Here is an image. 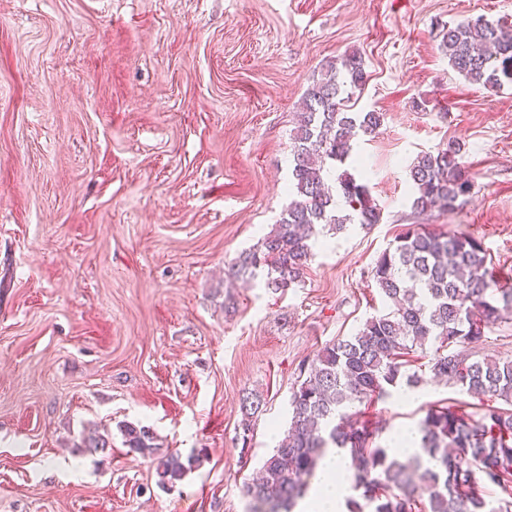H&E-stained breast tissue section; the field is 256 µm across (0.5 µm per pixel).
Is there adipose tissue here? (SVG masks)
<instances>
[{
  "label": "adipose tissue",
  "instance_id": "obj_1",
  "mask_svg": "<svg viewBox=\"0 0 512 512\" xmlns=\"http://www.w3.org/2000/svg\"><path fill=\"white\" fill-rule=\"evenodd\" d=\"M348 462V449H327L319 464L320 475L315 488L302 504L303 512H346Z\"/></svg>",
  "mask_w": 512,
  "mask_h": 512
}]
</instances>
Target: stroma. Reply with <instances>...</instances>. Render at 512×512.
Instances as JSON below:
<instances>
[{
	"label": "stroma",
	"mask_w": 512,
	"mask_h": 512,
	"mask_svg": "<svg viewBox=\"0 0 512 512\" xmlns=\"http://www.w3.org/2000/svg\"><path fill=\"white\" fill-rule=\"evenodd\" d=\"M467 17L512 0H0V512H253L301 371L387 310L371 270L409 225L478 239L512 288V84L449 67L439 33ZM352 53L354 109L385 120L345 167L381 223L321 229L286 293L230 276L289 203L306 89ZM452 140L474 189L416 214L407 168ZM406 391L366 409L382 446L430 406L484 407ZM126 423L201 466L160 486ZM94 432L110 453L81 451ZM242 410L244 413V417L241 422L242 429V442L243 445H250L251 437H252V417L255 413H258L262 406V399L259 395L249 393L246 396H243L242 399ZM249 441V442H248Z\"/></svg>",
	"instance_id": "stroma-1"
}]
</instances>
